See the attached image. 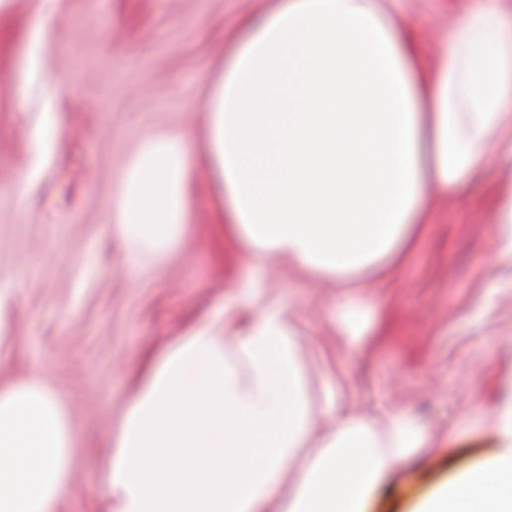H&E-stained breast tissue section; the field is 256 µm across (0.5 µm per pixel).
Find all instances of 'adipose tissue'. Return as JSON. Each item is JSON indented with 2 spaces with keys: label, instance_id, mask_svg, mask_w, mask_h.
Listing matches in <instances>:
<instances>
[{
  "label": "adipose tissue",
  "instance_id": "ef3b65f1",
  "mask_svg": "<svg viewBox=\"0 0 512 512\" xmlns=\"http://www.w3.org/2000/svg\"><path fill=\"white\" fill-rule=\"evenodd\" d=\"M189 136L149 133L112 196L131 267L173 256L206 171L250 262L282 255L347 282L418 236L428 190L464 183L489 151L512 164V15L496 0L449 31L435 79L411 32L378 0H278L246 22ZM299 339L274 303L229 333L194 327L147 366L112 432L113 512H367L388 470L422 447L402 410L340 415L318 453L281 472L309 433ZM500 451L418 499L415 512H512V399L496 409ZM76 432L44 374L0 383V512H58Z\"/></svg>",
  "mask_w": 512,
  "mask_h": 512
}]
</instances>
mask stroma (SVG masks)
Returning a JSON list of instances; mask_svg holds the SVG:
<instances>
[{"instance_id":"1","label":"stroma","mask_w":512,"mask_h":512,"mask_svg":"<svg viewBox=\"0 0 512 512\" xmlns=\"http://www.w3.org/2000/svg\"><path fill=\"white\" fill-rule=\"evenodd\" d=\"M482 0H382L428 64L457 15ZM276 0H12L0 14V286L9 303L0 380L45 371L77 434L59 512H109L110 436L147 362L225 305L289 313L313 417L297 469L342 412L404 409L427 443L386 476L369 512L416 498L499 449L491 410L512 374V259L498 252L494 198L512 167L489 154L470 184L437 192L422 232L383 274L354 275L356 345L334 321L341 290L273 258L253 266L224 236L207 176L173 258L136 269L105 232L124 162L148 132L203 150L200 106L245 20ZM64 136L49 135L52 125Z\"/></svg>"}]
</instances>
